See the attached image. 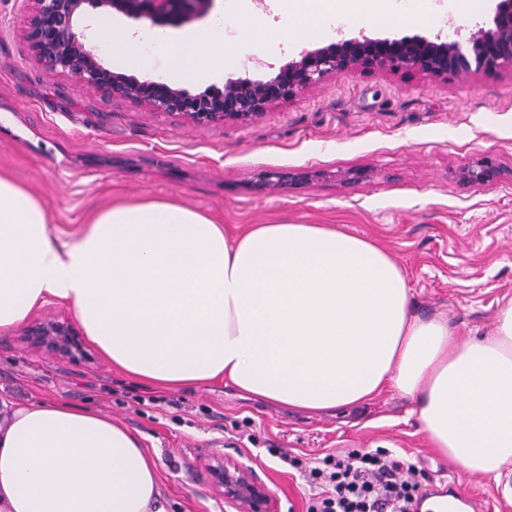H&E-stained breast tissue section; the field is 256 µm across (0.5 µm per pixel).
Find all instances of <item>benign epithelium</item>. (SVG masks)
I'll return each instance as SVG.
<instances>
[{"mask_svg":"<svg viewBox=\"0 0 512 512\" xmlns=\"http://www.w3.org/2000/svg\"><path fill=\"white\" fill-rule=\"evenodd\" d=\"M25 40L35 61L47 71L72 78L108 100L136 103L170 118L204 126L247 124L274 105L289 102L328 76L352 71H415L441 79L464 80L480 71L512 67V0H498L492 19L469 35L373 38L365 34L340 39L328 47L303 51L265 79L229 77L223 88L192 94L150 78L118 72L104 64L99 46L87 35L88 21L117 12L152 25L181 24L210 11L213 0H29ZM498 161L483 156L461 167L456 178L486 185L498 180ZM313 177L295 169L259 174L261 186H289ZM32 348L61 360L88 357L82 337L63 322L44 320L24 336ZM213 488L233 512H279L265 482L244 463L226 457L209 469Z\"/></svg>","mask_w":512,"mask_h":512,"instance_id":"7a95c632","label":"benign epithelium"}]
</instances>
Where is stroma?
I'll use <instances>...</instances> for the list:
<instances>
[{
	"instance_id": "35a3bbf8",
	"label": "stroma",
	"mask_w": 512,
	"mask_h": 512,
	"mask_svg": "<svg viewBox=\"0 0 512 512\" xmlns=\"http://www.w3.org/2000/svg\"><path fill=\"white\" fill-rule=\"evenodd\" d=\"M494 7L487 0L461 24L349 25L327 40L465 34ZM28 16L27 0H0V169L39 197L54 231L78 230L91 207L141 197L179 198L231 234L251 224H342L401 262L419 315L448 314L464 341L492 330L512 298V69L448 81L354 71L252 123L196 126L46 72L23 36ZM300 50L286 42L255 49L185 87L197 94L229 77L260 79L267 63ZM484 155L502 166L498 182H459L456 170ZM350 168L369 176L343 183L337 173ZM269 169L313 178L259 187ZM24 334L0 335V405L64 401L138 431L157 464L164 512H226L207 467L227 456L255 470L280 512H306V470L317 459L379 448L414 465L419 490L453 482L488 512H512L492 479L430 447L413 403L396 393L345 416L291 411L221 383L157 390L124 378L100 353L72 364L28 347ZM287 456L300 467L285 465Z\"/></svg>"
}]
</instances>
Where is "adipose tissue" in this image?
<instances>
[{"mask_svg": "<svg viewBox=\"0 0 512 512\" xmlns=\"http://www.w3.org/2000/svg\"><path fill=\"white\" fill-rule=\"evenodd\" d=\"M68 303L113 368L160 389L218 381L305 412L392 391L432 447L512 498V304L461 342L419 317L397 258L333 224L230 235L179 199H119L55 233L0 171V335ZM156 463L111 416L64 402L0 417V512H161Z\"/></svg>", "mask_w": 512, "mask_h": 512, "instance_id": "ef3b65f1", "label": "adipose tissue"}]
</instances>
